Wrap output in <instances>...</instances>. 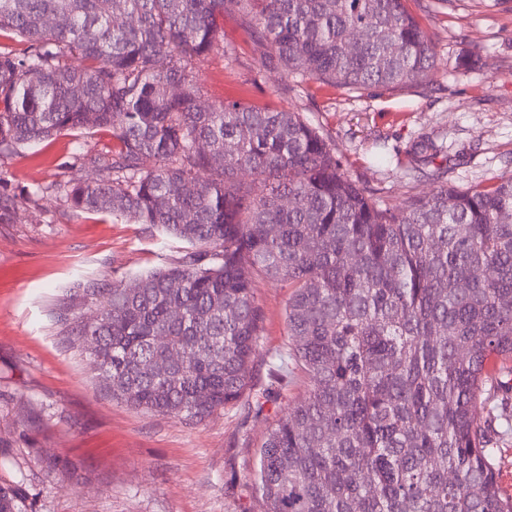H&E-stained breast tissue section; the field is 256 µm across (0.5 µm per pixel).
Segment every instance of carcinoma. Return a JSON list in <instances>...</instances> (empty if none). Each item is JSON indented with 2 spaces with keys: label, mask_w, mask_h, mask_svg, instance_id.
I'll return each mask as SVG.
<instances>
[{
  "label": "carcinoma",
  "mask_w": 512,
  "mask_h": 512,
  "mask_svg": "<svg viewBox=\"0 0 512 512\" xmlns=\"http://www.w3.org/2000/svg\"><path fill=\"white\" fill-rule=\"evenodd\" d=\"M228 10L262 67L332 88L414 85L437 63L406 0H0V153L105 132L113 149L68 163L96 176L54 191L191 246L129 287L77 283L66 335L131 409L201 423L249 392L261 414L253 283L279 280L310 387L261 446L263 512H512L492 464L512 401V178L458 190L437 169L434 192L391 204L301 113L201 105ZM423 153L444 150L421 141L411 161ZM14 210L0 179V223ZM0 512H21L11 487Z\"/></svg>",
  "instance_id": "obj_1"
}]
</instances>
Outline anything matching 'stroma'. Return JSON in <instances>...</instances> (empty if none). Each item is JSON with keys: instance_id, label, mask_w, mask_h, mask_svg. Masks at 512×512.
<instances>
[{"instance_id": "stroma-1", "label": "stroma", "mask_w": 512, "mask_h": 512, "mask_svg": "<svg viewBox=\"0 0 512 512\" xmlns=\"http://www.w3.org/2000/svg\"><path fill=\"white\" fill-rule=\"evenodd\" d=\"M437 46L426 83L348 92L259 71L264 51L244 15L217 24L232 57L212 55L201 101L243 100L302 113L336 146L357 184L397 202L435 185L408 168L417 141L446 147L445 182L512 178V0H406ZM472 65L463 69L461 58ZM103 132L62 134L0 154L15 214L0 223V484L17 487L22 512H261L253 488L260 446L288 403L308 387L302 368L277 385L262 415L247 402L198 424L128 408L105 394L57 316L77 281L133 283L174 267L189 247L144 224L68 208L49 185L68 181L75 150L111 149ZM44 187L38 201L28 191ZM265 330L250 376L273 384L288 350L289 288L256 280Z\"/></svg>"}]
</instances>
